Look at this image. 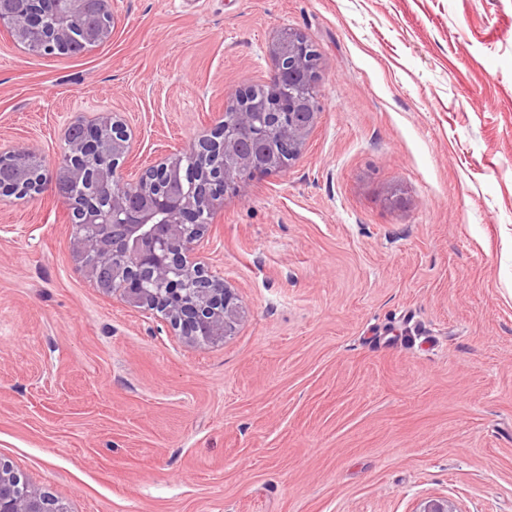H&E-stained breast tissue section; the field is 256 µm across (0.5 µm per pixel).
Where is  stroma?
Returning a JSON list of instances; mask_svg holds the SVG:
<instances>
[{
    "label": "stroma",
    "mask_w": 512,
    "mask_h": 512,
    "mask_svg": "<svg viewBox=\"0 0 512 512\" xmlns=\"http://www.w3.org/2000/svg\"><path fill=\"white\" fill-rule=\"evenodd\" d=\"M111 3L78 56L0 31L1 142L118 112L149 166L283 29L318 122L209 221L217 342L95 288L52 192L0 199V459L69 512H512V0Z\"/></svg>",
    "instance_id": "35a3bbf8"
}]
</instances>
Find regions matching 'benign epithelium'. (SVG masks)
Returning a JSON list of instances; mask_svg holds the SVG:
<instances>
[{
    "mask_svg": "<svg viewBox=\"0 0 512 512\" xmlns=\"http://www.w3.org/2000/svg\"><path fill=\"white\" fill-rule=\"evenodd\" d=\"M90 0H0V30L36 54L82 52L110 38V20H82ZM271 74L224 99V120L141 172L125 174L131 133L116 114L74 123L55 166L23 146L0 147V196L54 191L78 228L77 251L88 277L133 308L159 313L185 342H215L239 321L224 273L196 254L212 214L228 193L245 195L250 180L287 168L319 114L318 53L285 31L269 47ZM195 165L183 167L184 157ZM0 512H68L0 461Z\"/></svg>",
    "mask_w": 512,
    "mask_h": 512,
    "instance_id": "7a95c632",
    "label": "benign epithelium"
}]
</instances>
